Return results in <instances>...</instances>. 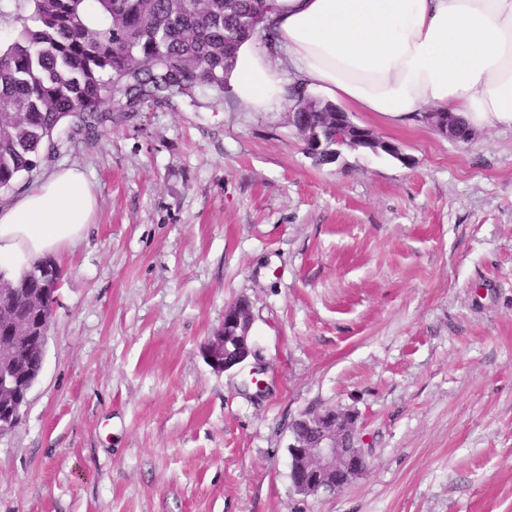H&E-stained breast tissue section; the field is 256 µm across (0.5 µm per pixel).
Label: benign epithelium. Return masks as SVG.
Instances as JSON below:
<instances>
[{
	"label": "benign epithelium",
	"instance_id": "obj_1",
	"mask_svg": "<svg viewBox=\"0 0 512 512\" xmlns=\"http://www.w3.org/2000/svg\"><path fill=\"white\" fill-rule=\"evenodd\" d=\"M336 128L342 135L336 137V149L329 150L325 133L306 128L298 113H289V122L305 145L308 155H325L336 161L344 148L368 149L375 154L385 153L400 161L407 157L400 148L375 134L372 130L354 124L346 112H334ZM427 123L438 128L450 138H455L446 112H426ZM56 267L47 265L44 270L43 292L31 302L37 312H46L47 296H55L59 287ZM12 308L9 293L0 290V316L9 319L12 335L0 343V436L14 430L21 420V406L26 404L32 387L19 370L21 355L35 344L46 345L49 326L39 333L32 332L29 323L9 317ZM253 318L246 302H235L224 310V325L204 342L203 358L216 373L251 365L250 384L261 391L264 388L259 354L252 336ZM291 457V481L296 493L316 496L321 492L343 489L363 476L370 466V457L363 447L358 426V415L335 407L307 410L293 423L292 440L288 445Z\"/></svg>",
	"mask_w": 512,
	"mask_h": 512
}]
</instances>
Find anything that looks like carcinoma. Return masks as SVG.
I'll use <instances>...</instances> for the list:
<instances>
[{"mask_svg":"<svg viewBox=\"0 0 512 512\" xmlns=\"http://www.w3.org/2000/svg\"><path fill=\"white\" fill-rule=\"evenodd\" d=\"M35 26L22 25L0 48V191L13 188L55 148L71 118L89 130L112 120L101 106L134 112L152 101L167 104L197 89L223 93L239 45L259 32L255 16L269 0H95L102 27L83 18L86 0H32ZM291 111L327 126L326 106L314 99ZM16 289L14 313L29 314L27 297L43 287L38 266L5 279Z\"/></svg>","mask_w":512,"mask_h":512,"instance_id":"cac0c4a2","label":"carcinoma"}]
</instances>
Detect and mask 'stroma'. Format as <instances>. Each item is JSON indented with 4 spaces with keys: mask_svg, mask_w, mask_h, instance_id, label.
I'll return each mask as SVG.
<instances>
[{
    "mask_svg": "<svg viewBox=\"0 0 512 512\" xmlns=\"http://www.w3.org/2000/svg\"><path fill=\"white\" fill-rule=\"evenodd\" d=\"M402 159L319 165L287 110L145 105L57 149L98 196L61 271L42 371L0 436V512H512V129L470 142L371 112ZM246 300L263 359L201 354ZM359 416L370 468L291 486V424Z\"/></svg>",
    "mask_w": 512,
    "mask_h": 512,
    "instance_id": "obj_1",
    "label": "stroma"
}]
</instances>
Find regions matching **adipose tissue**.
<instances>
[{"mask_svg": "<svg viewBox=\"0 0 512 512\" xmlns=\"http://www.w3.org/2000/svg\"><path fill=\"white\" fill-rule=\"evenodd\" d=\"M273 38L237 51L228 84L240 104L299 90L399 123L430 106L470 128L512 127V0H275ZM98 209L85 172L62 168L0 206V269L17 277L82 239Z\"/></svg>", "mask_w": 512, "mask_h": 512, "instance_id": "adipose-tissue-1", "label": "adipose tissue"}]
</instances>
